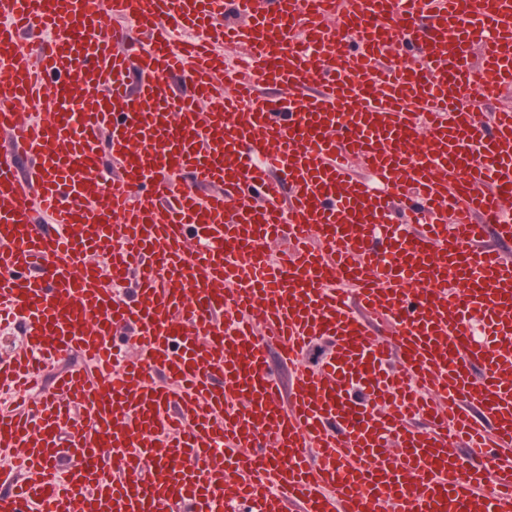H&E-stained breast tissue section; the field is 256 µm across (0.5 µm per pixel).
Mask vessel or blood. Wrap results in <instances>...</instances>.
<instances>
[{
  "instance_id": "b4317fda",
  "label": "vessel or blood",
  "mask_w": 512,
  "mask_h": 512,
  "mask_svg": "<svg viewBox=\"0 0 512 512\" xmlns=\"http://www.w3.org/2000/svg\"><path fill=\"white\" fill-rule=\"evenodd\" d=\"M511 91L512 0H0V512H512Z\"/></svg>"
}]
</instances>
